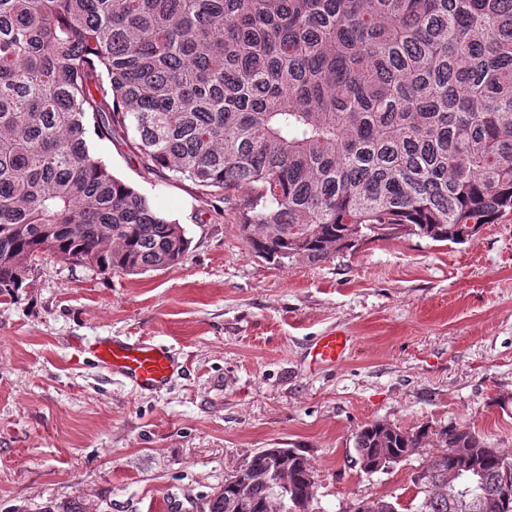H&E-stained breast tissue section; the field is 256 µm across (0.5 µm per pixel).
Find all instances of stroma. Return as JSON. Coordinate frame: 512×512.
<instances>
[{
    "mask_svg": "<svg viewBox=\"0 0 512 512\" xmlns=\"http://www.w3.org/2000/svg\"><path fill=\"white\" fill-rule=\"evenodd\" d=\"M96 149L190 248L138 275L45 256L0 296V512H209L262 448L305 449L314 512L410 505L436 450L364 472L354 436L375 421L453 423L512 454V216L461 244L402 232L280 266L249 250L232 205ZM332 332L350 338L343 361L313 365ZM102 338L151 339L178 367L135 390L97 364Z\"/></svg>",
    "mask_w": 512,
    "mask_h": 512,
    "instance_id": "35a3bbf8",
    "label": "stroma"
}]
</instances>
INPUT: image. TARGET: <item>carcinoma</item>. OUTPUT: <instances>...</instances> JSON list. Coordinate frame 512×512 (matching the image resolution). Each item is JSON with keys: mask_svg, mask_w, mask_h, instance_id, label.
<instances>
[{"mask_svg": "<svg viewBox=\"0 0 512 512\" xmlns=\"http://www.w3.org/2000/svg\"><path fill=\"white\" fill-rule=\"evenodd\" d=\"M96 139L241 199L246 243L272 263L403 231L461 244L512 215V0H0V295L43 255L138 274L188 251ZM430 445L413 512H469L448 496L454 448L480 474L483 512H512L503 450L474 429L372 422L354 437L367 472ZM281 465L288 499L312 512L300 448L256 452L210 512H286Z\"/></svg>", "mask_w": 512, "mask_h": 512, "instance_id": "carcinoma-1", "label": "carcinoma"}]
</instances>
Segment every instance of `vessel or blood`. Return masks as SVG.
<instances>
[{
  "label": "vessel or blood",
  "mask_w": 512,
  "mask_h": 512,
  "mask_svg": "<svg viewBox=\"0 0 512 512\" xmlns=\"http://www.w3.org/2000/svg\"><path fill=\"white\" fill-rule=\"evenodd\" d=\"M347 339L342 335L321 337L315 346V359L323 364L336 363ZM93 354L99 366L121 375L133 388L157 391L166 386L173 368L169 350L150 341L133 343L100 340Z\"/></svg>",
  "instance_id": "obj_1"
}]
</instances>
